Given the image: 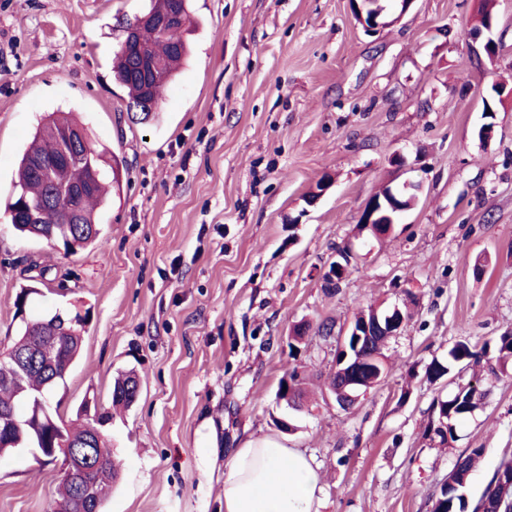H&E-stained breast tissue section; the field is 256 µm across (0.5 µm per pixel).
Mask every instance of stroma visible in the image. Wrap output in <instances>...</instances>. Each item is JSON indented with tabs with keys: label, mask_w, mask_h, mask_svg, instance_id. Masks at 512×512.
Wrapping results in <instances>:
<instances>
[{
	"label": "stroma",
	"mask_w": 512,
	"mask_h": 512,
	"mask_svg": "<svg viewBox=\"0 0 512 512\" xmlns=\"http://www.w3.org/2000/svg\"><path fill=\"white\" fill-rule=\"evenodd\" d=\"M478 3L390 0L398 23L368 34L350 0H192L191 54L137 121L112 59L150 0H0V194L52 112L120 162L92 247L51 248L0 210V350L24 321L86 314L49 396L67 420L88 397L110 408L118 372L141 379L103 427L122 461L104 512H224V456L250 437L315 460L323 512H431L457 457L481 447L474 505L512 459V371L486 377L449 444L428 432L434 400L470 379L430 380V363L512 333V0H494L492 61L470 36ZM407 181L416 201L391 232L361 229L367 199ZM405 303L385 380L339 408L329 376L355 313ZM294 369L299 412L276 400ZM59 481L30 451L0 455V512H48Z\"/></svg>",
	"instance_id": "35a3bbf8"
}]
</instances>
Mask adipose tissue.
<instances>
[{
    "mask_svg": "<svg viewBox=\"0 0 512 512\" xmlns=\"http://www.w3.org/2000/svg\"><path fill=\"white\" fill-rule=\"evenodd\" d=\"M313 460L270 438L246 441L224 463V512H321Z\"/></svg>",
    "mask_w": 512,
    "mask_h": 512,
    "instance_id": "ef3b65f1",
    "label": "adipose tissue"
}]
</instances>
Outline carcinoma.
<instances>
[{
	"label": "carcinoma",
	"mask_w": 512,
	"mask_h": 512,
	"mask_svg": "<svg viewBox=\"0 0 512 512\" xmlns=\"http://www.w3.org/2000/svg\"><path fill=\"white\" fill-rule=\"evenodd\" d=\"M497 23L493 0H480L476 15L473 17L472 30ZM188 55V48L183 40V29L143 28L134 43H120L115 66V77L127 90L130 102L142 105L146 116H151L158 105L162 89L176 76L178 67ZM158 64L159 75L152 73L151 65ZM74 122L66 117L53 115L39 125L31 142L24 149L18 161L17 180L14 190L6 199V209L15 213L20 207L27 206L39 212L37 223L14 224V228L28 236L35 237L49 244H68L73 242L71 251L75 252L96 243L101 234L98 224V213L105 208L112 193L120 190L119 162L109 161L106 152L99 150L93 143L87 144L95 167L104 165L110 167L112 178H100L93 192L86 196L80 206L81 224L74 227L61 223V208L67 205L63 201L58 209L41 207L43 198L51 190V186L37 174L35 163L42 157H49L60 151L59 131ZM71 313L56 312L43 319L47 326L40 330H32L25 325L19 332V338L12 348L33 352L38 355L40 365L35 368H24L8 360L0 362V415L15 414L21 416V408L27 406L20 391L35 398L49 396L53 387L47 384L50 374L63 375L66 367H74L80 355L81 330L85 321L72 322ZM388 341L384 335L366 336L362 349L354 347V337L345 340L349 359L363 357L361 376L364 386L375 378L372 369L385 371L383 348ZM489 365L491 373L506 372L512 366V333H505L493 342H484L481 348H476L465 341L456 343L449 351L444 361L434 360L428 367V376L439 379L457 367H478L481 363ZM486 397V390L481 386V379L468 382L464 387L446 399L433 402L432 413L435 418L434 433L445 442L454 438L456 423L471 415L479 408ZM96 432L77 422L68 425L66 441L71 445L83 444L88 440L95 441L96 454L106 460V467L97 471H86L78 477L91 485L93 497L98 506V512H103L106 491L112 486L119 475L118 467L112 464L113 453L108 441L95 440ZM17 438L7 431L0 423V454L15 451L14 443ZM19 443V442H17ZM21 448H58L56 434L48 425L38 432L28 433L19 443ZM484 449L471 448L468 453L458 457L454 467L448 473L440 494L432 505V512H466L468 500L466 489L470 482L475 464L483 455Z\"/></svg>",
	"instance_id": "carcinoma-1"
}]
</instances>
